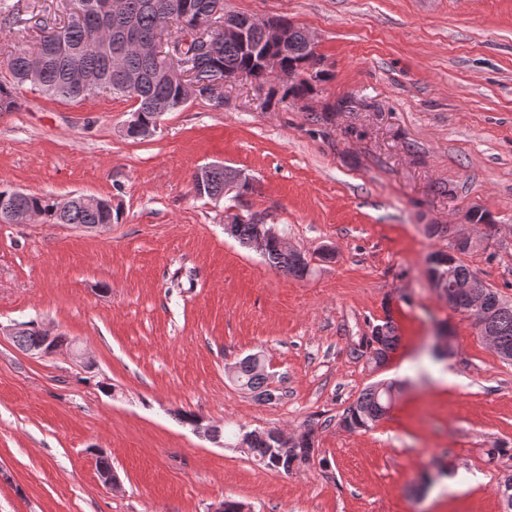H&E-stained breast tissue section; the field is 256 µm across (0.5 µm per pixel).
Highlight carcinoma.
<instances>
[{
	"instance_id": "1",
	"label": "carcinoma",
	"mask_w": 512,
	"mask_h": 512,
	"mask_svg": "<svg viewBox=\"0 0 512 512\" xmlns=\"http://www.w3.org/2000/svg\"><path fill=\"white\" fill-rule=\"evenodd\" d=\"M104 0H80V7L71 17L68 24L59 29L45 32L40 40L43 53L48 60L34 55L32 52L20 50L0 62V112L15 108L14 90L26 85V75L30 68L40 66L43 69V81L36 91L63 99H86L102 93L100 85L109 86L108 93L112 95L130 96L136 100L135 113L139 115L140 127L145 129L154 122L156 112L155 102L164 100L169 111L182 108L186 90L178 83H171L164 74L166 57L141 56L131 53L125 61L126 73L135 78L137 83L128 85L120 78L111 76L112 45L88 49L85 47L86 33L95 26L101 17L100 5ZM123 10L121 17L111 21V24L122 28L126 25L133 27L140 39L148 42L157 40L164 28L165 22L176 20L180 29L193 28L200 18L219 8H224V0H121ZM248 48L234 39L224 40V46L217 55L198 54L190 56L192 67L195 69L197 89L195 96H206L205 82L214 71L228 75L242 76L260 84L276 83L282 90L278 102L288 99H302L308 94L310 83L299 78L296 71L302 62L315 70V76H320V56L309 48L304 30L295 28L290 33L288 54L283 58V71L292 75L285 80L280 76H272L263 72L260 64L261 56L267 49L265 34L260 26L248 29ZM229 175L227 170L214 173L211 180L205 184L201 196L215 200L224 196V179ZM21 207L26 213H32L46 224H110L114 220L111 201L99 198L96 206L91 207L76 194L70 199L68 207L62 209L55 198L48 195L27 194L21 201ZM256 233V225L234 224L232 236L242 244L251 246ZM468 249L462 246L448 244V251H436L429 259V275L438 291L443 290L448 300L455 299L456 286L465 283L475 276L461 260ZM263 255L270 266L282 273L296 278H303L309 273V265L302 262L292 253L279 248L274 243H268ZM485 303L488 317L480 333L494 337L498 350L503 354H512V303L503 300L497 292L486 289ZM396 328L390 320H385L372 327L371 335L362 338L359 347L353 353H359L363 348L367 353L375 352L372 358L375 365L380 366L386 361L388 354L397 345ZM15 343L25 351L42 349L45 340L34 321L20 323V329L15 337ZM234 381L243 389L258 393L266 401L276 398L274 391L268 389L269 375L263 359L255 354L243 358L233 374ZM390 408L386 390L375 383L365 388L357 399L349 405L342 416L341 424L349 431L370 429L382 419ZM277 429L251 430L247 432L248 439L240 441V434L225 441V445L237 447L245 445L251 451L255 461L262 467L283 474H290L302 466L315 462L327 464L321 459L315 460L313 425H304L303 430L294 436L288 446L276 438Z\"/></svg>"
}]
</instances>
